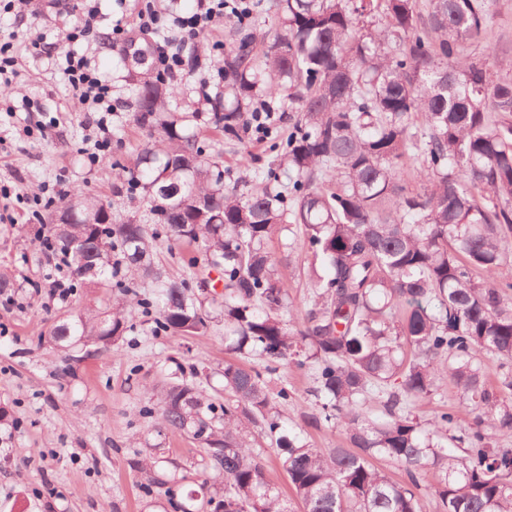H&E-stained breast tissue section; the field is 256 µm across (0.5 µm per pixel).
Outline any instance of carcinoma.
Segmentation results:
<instances>
[{
  "instance_id": "obj_1",
  "label": "carcinoma",
  "mask_w": 512,
  "mask_h": 512,
  "mask_svg": "<svg viewBox=\"0 0 512 512\" xmlns=\"http://www.w3.org/2000/svg\"><path fill=\"white\" fill-rule=\"evenodd\" d=\"M494 0H274L275 32L256 61L261 16L241 9L236 44L224 52L199 101L224 135L238 137L251 114L272 110L285 89L299 112L277 155L288 190L227 184L220 152L193 130L195 112L168 107L171 78L141 72L133 121L148 142L127 167L129 197L147 204L118 224L112 203L75 194L52 211V245L68 256L76 288H106L120 275L110 312L56 324L49 343L118 349L129 311L155 310L159 330L205 336L224 320V403L198 373L176 370L162 386L158 428L205 450L219 498L179 504L199 512H291L246 436L256 428L277 449L302 512H423L422 479L437 476L438 512H512V81L460 57L483 37ZM420 163L408 191V164ZM311 254L310 305L284 320L288 289L266 242L282 225ZM197 247L220 270L223 291L190 263L172 279L152 260L156 227ZM149 281L151 296L140 293ZM499 361L491 386L483 359ZM258 359L263 369L243 363ZM288 361L313 370L317 413L345 445L311 446L284 425L267 376ZM448 383L459 407L423 422L411 406ZM380 415L371 417V403ZM403 471L391 480L373 461ZM129 459L144 487L163 488L178 464Z\"/></svg>"
}]
</instances>
